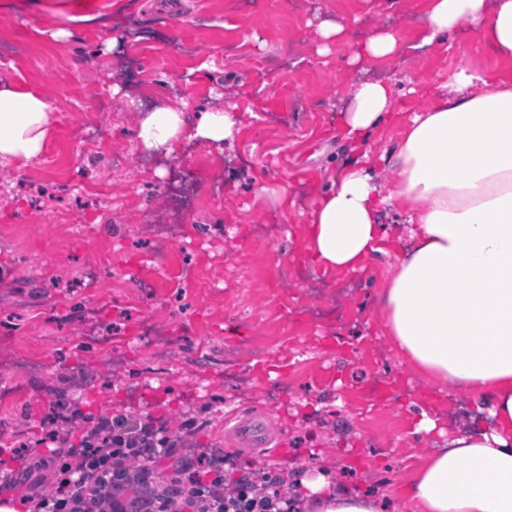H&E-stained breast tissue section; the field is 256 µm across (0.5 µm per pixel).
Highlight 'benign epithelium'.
I'll return each instance as SVG.
<instances>
[{
  "instance_id": "obj_1",
  "label": "benign epithelium",
  "mask_w": 512,
  "mask_h": 512,
  "mask_svg": "<svg viewBox=\"0 0 512 512\" xmlns=\"http://www.w3.org/2000/svg\"><path fill=\"white\" fill-rule=\"evenodd\" d=\"M162 496L139 465L130 462L93 490L83 512H170Z\"/></svg>"
}]
</instances>
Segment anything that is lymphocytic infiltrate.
Returning a JSON list of instances; mask_svg holds the SVG:
<instances>
[{
	"instance_id": "f902f5d3",
	"label": "lymphocytic infiltrate",
	"mask_w": 512,
	"mask_h": 512,
	"mask_svg": "<svg viewBox=\"0 0 512 512\" xmlns=\"http://www.w3.org/2000/svg\"><path fill=\"white\" fill-rule=\"evenodd\" d=\"M182 430V437L174 438L153 424L112 414L87 419L75 436L49 431L59 478L54 491L38 496L37 512H81L87 480L130 461L147 468L162 488H187L193 512H295L275 471L227 479L223 452L187 448L186 438L197 433L196 418H185Z\"/></svg>"
}]
</instances>
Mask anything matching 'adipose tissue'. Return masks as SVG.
Instances as JSON below:
<instances>
[{"label":"adipose tissue","instance_id":"adipose-tissue-1","mask_svg":"<svg viewBox=\"0 0 512 512\" xmlns=\"http://www.w3.org/2000/svg\"><path fill=\"white\" fill-rule=\"evenodd\" d=\"M429 40L481 28L499 59L512 61V0H427ZM350 101L339 122L365 144L395 107L383 80L342 86ZM52 105L39 90L0 74V168L39 159ZM234 112L190 121L160 101L141 115L143 150L175 154L193 139L215 150L238 132ZM398 210L408 227L382 292L385 336L410 372L438 391L472 401L485 416L426 449L404 501L417 512H512V80L479 70L458 53L454 72L407 121L390 156L331 171L304 226L313 264L341 274L386 254L379 222ZM299 512H380L373 495L318 471L299 474Z\"/></svg>","mask_w":512,"mask_h":512}]
</instances>
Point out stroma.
<instances>
[{
    "label": "stroma",
    "instance_id": "1",
    "mask_svg": "<svg viewBox=\"0 0 512 512\" xmlns=\"http://www.w3.org/2000/svg\"><path fill=\"white\" fill-rule=\"evenodd\" d=\"M11 2L0 0V74L49 96L53 132L36 162L0 173V472L33 469L9 496L53 489L44 439L62 403L72 429L126 413L174 436L199 412L191 443L223 447L225 474L320 467L395 496L423 457L419 406L448 437L474 407L431 390L387 342L379 312L394 256L329 274L306 254L304 222L330 167L365 150L340 134L339 89L392 83L396 115L369 146L379 153L459 49L510 79L512 62L474 26L422 46L426 0H85L102 21L65 40L67 0L36 14ZM324 22L346 40L323 43ZM382 26L399 54L353 65ZM161 99L235 112L240 131L223 152L192 141L157 159L135 128ZM187 200L201 231L183 222ZM252 410L275 447L225 445V413Z\"/></svg>",
    "mask_w": 512,
    "mask_h": 512
}]
</instances>
